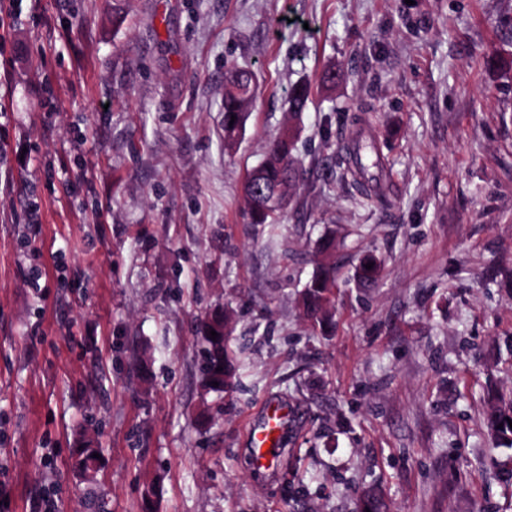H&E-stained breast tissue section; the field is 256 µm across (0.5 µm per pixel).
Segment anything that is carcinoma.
<instances>
[{
    "instance_id": "carcinoma-1",
    "label": "carcinoma",
    "mask_w": 512,
    "mask_h": 512,
    "mask_svg": "<svg viewBox=\"0 0 512 512\" xmlns=\"http://www.w3.org/2000/svg\"><path fill=\"white\" fill-rule=\"evenodd\" d=\"M309 87L301 84L292 89L288 96L289 109L302 111L308 102ZM255 97L254 74L244 68L231 72L224 82V142L235 141L242 128L246 112ZM236 119H231V116ZM298 133L292 127H285L269 144L263 162L248 174L244 186L251 223L274 224L279 220L280 210L272 199L290 198L296 191L300 177L301 162L296 157ZM336 249V238L326 237L319 244L323 261L301 294V305L305 316L319 325L332 324L331 296L336 287V268L331 257ZM217 333L211 338L210 331ZM199 336L202 344V385L206 393L222 394L231 386L234 368L225 350V339L229 334V317L222 312L210 314L202 322ZM223 370H218V367ZM218 386H212V382ZM512 397L501 400L488 416V430L500 441L512 442ZM99 449L93 441L75 452V467L83 474L98 468L100 459L94 457ZM360 512H388L384 499L372 490L360 496Z\"/></svg>"
}]
</instances>
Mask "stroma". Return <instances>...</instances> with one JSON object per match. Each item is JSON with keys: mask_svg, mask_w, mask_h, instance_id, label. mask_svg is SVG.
Listing matches in <instances>:
<instances>
[{"mask_svg": "<svg viewBox=\"0 0 512 512\" xmlns=\"http://www.w3.org/2000/svg\"><path fill=\"white\" fill-rule=\"evenodd\" d=\"M0 482L10 512H512V0H40L0 12ZM258 93L224 143V76ZM336 80L322 84L325 74ZM299 84L311 95L288 110ZM300 186L250 224L288 124ZM373 141L381 200L342 164ZM336 235L335 326L299 299ZM374 255V282L355 276ZM227 312L232 389L197 336ZM289 407L274 468L248 430ZM96 437L92 481L72 454ZM508 420L512 421V397L502 399L488 416V430L491 436L496 440L511 441L512 445V428ZM499 424H503V427L498 428Z\"/></svg>", "mask_w": 512, "mask_h": 512, "instance_id": "stroma-1", "label": "stroma"}]
</instances>
